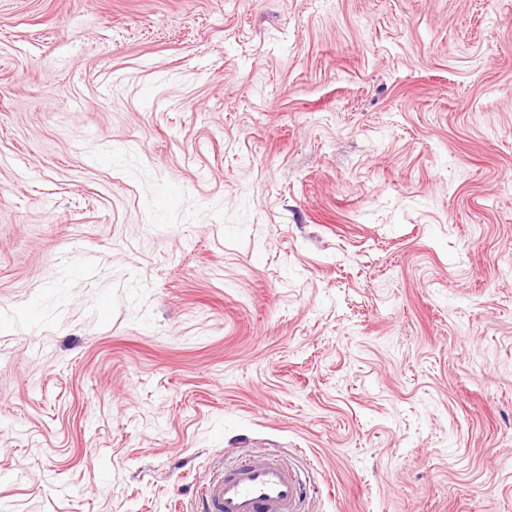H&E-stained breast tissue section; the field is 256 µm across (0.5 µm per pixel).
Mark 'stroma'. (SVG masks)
I'll return each mask as SVG.
<instances>
[{"mask_svg":"<svg viewBox=\"0 0 512 512\" xmlns=\"http://www.w3.org/2000/svg\"><path fill=\"white\" fill-rule=\"evenodd\" d=\"M512 512V0H0V512ZM302 487L297 474L274 457L254 452L222 470L204 487L205 512H299Z\"/></svg>","mask_w":512,"mask_h":512,"instance_id":"stroma-1","label":"stroma"}]
</instances>
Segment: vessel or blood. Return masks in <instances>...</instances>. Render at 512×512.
Masks as SVG:
<instances>
[{
	"label": "vessel or blood",
	"instance_id": "obj_1",
	"mask_svg": "<svg viewBox=\"0 0 512 512\" xmlns=\"http://www.w3.org/2000/svg\"><path fill=\"white\" fill-rule=\"evenodd\" d=\"M297 474L274 457L256 452L222 470L204 487V512H299Z\"/></svg>",
	"mask_w": 512,
	"mask_h": 512
}]
</instances>
